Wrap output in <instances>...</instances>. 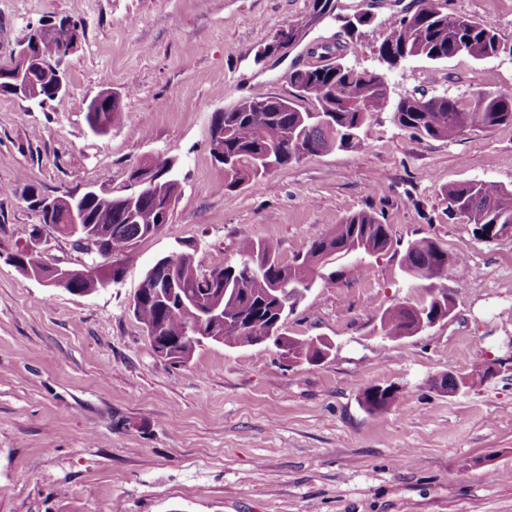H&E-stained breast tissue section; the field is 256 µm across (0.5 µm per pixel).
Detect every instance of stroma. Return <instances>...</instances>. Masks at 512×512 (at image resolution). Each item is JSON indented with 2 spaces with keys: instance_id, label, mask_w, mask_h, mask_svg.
Here are the masks:
<instances>
[{
  "instance_id": "35a3bbf8",
  "label": "stroma",
  "mask_w": 512,
  "mask_h": 512,
  "mask_svg": "<svg viewBox=\"0 0 512 512\" xmlns=\"http://www.w3.org/2000/svg\"><path fill=\"white\" fill-rule=\"evenodd\" d=\"M312 4L0 0V64L39 24L85 28L62 63L67 95L42 109L0 95V512H512V235L478 240L444 195L470 181L512 189V129L421 139L387 110L365 125L363 150L307 157L230 191L210 153L216 113L258 92L294 98L292 66L340 34L321 19L287 54L256 62ZM335 4L371 14L346 62L382 71L391 101L512 91V0L446 4L496 27V57L394 68L377 48L411 0ZM104 91L121 112L99 134L86 113ZM159 153L178 161L180 191L118 283L71 293L10 261L38 223L29 193L120 194ZM360 210L389 225L393 248L344 263L285 322L290 336L330 339L328 359L292 364L272 347L209 342L183 365L155 354L133 303L159 258L187 245L205 273L262 240L289 262ZM421 237L466 258L443 282L454 311L430 331L383 339V313L418 297L402 261ZM485 363L501 373L453 396L438 389L443 375ZM389 385L399 399L367 411L364 391Z\"/></svg>"
}]
</instances>
